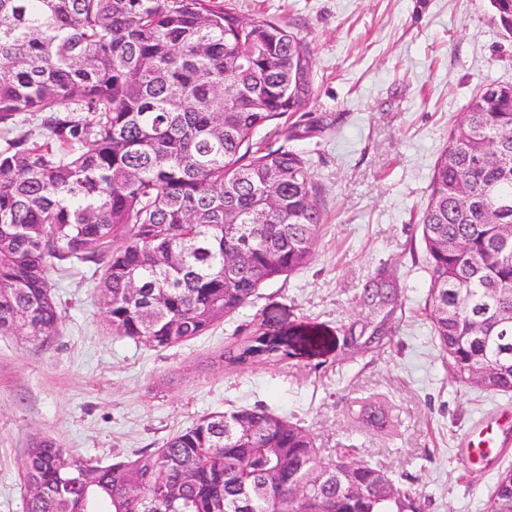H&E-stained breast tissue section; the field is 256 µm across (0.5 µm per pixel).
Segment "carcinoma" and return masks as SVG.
Wrapping results in <instances>:
<instances>
[{
  "instance_id": "1",
  "label": "carcinoma",
  "mask_w": 512,
  "mask_h": 512,
  "mask_svg": "<svg viewBox=\"0 0 512 512\" xmlns=\"http://www.w3.org/2000/svg\"><path fill=\"white\" fill-rule=\"evenodd\" d=\"M512 36V0H489ZM309 45L222 0H0V126L45 112L46 134L0 143V333L61 323L50 259L101 267L113 332L164 348L205 334L268 281L307 264L323 212L308 161L254 141L311 99ZM93 114L90 123L74 118ZM512 83L478 88L448 129L419 217L434 337L454 380L512 394ZM364 305L395 294L366 286ZM297 356L261 331L227 364ZM363 423L389 426L366 404ZM299 501L267 487L300 462ZM25 512H425L426 499L259 406L207 414L135 459L100 465L34 437ZM487 512H512V470Z\"/></svg>"
}]
</instances>
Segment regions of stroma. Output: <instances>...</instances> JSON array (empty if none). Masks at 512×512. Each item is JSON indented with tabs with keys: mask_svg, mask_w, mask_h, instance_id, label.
I'll return each mask as SVG.
<instances>
[{
	"mask_svg": "<svg viewBox=\"0 0 512 512\" xmlns=\"http://www.w3.org/2000/svg\"><path fill=\"white\" fill-rule=\"evenodd\" d=\"M247 22L291 24L313 53V92L255 139L308 160L324 223L312 259L265 283L204 335L153 349L114 334L91 267L49 268L63 320L42 342L0 335V512H24L30 436L102 465L154 452L200 416L263 406L426 498L425 512H484L512 452L494 467L458 452L477 422L512 416V394L452 378L428 318L426 252L416 224L449 126L485 82L512 81V38L488 0H223ZM395 310L361 306L367 281ZM381 332V346L343 330ZM258 331L293 334L295 358L229 367L224 348ZM383 405L387 430L365 427Z\"/></svg>",
	"mask_w": 512,
	"mask_h": 512,
	"instance_id": "obj_1",
	"label": "stroma"
}]
</instances>
